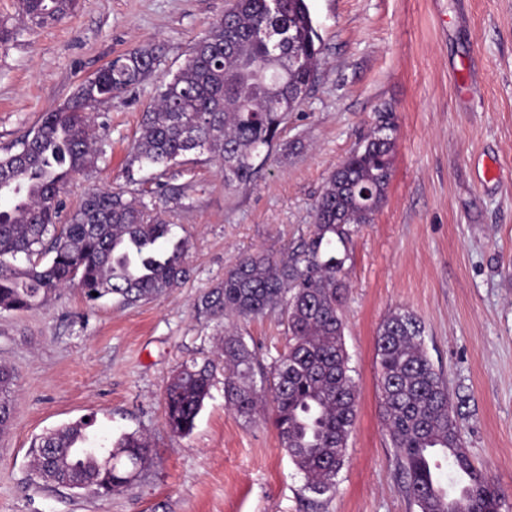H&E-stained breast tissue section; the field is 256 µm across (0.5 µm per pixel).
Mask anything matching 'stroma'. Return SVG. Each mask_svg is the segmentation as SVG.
Listing matches in <instances>:
<instances>
[{
    "mask_svg": "<svg viewBox=\"0 0 512 512\" xmlns=\"http://www.w3.org/2000/svg\"><path fill=\"white\" fill-rule=\"evenodd\" d=\"M227 0H78L64 23L37 28L18 0H0L15 38L0 47V156L118 55L151 43L153 76L94 112L95 167L62 198L124 187L165 210L189 244L191 274L160 298L125 306L61 290L44 307L0 311V363L17 374V407L0 435V512H416L381 419L375 341L399 311L424 326V347L464 396L459 423L475 463L512 512V0H308L322 45L309 95L249 186H228L209 154L167 172L127 167L140 116L157 88L220 19ZM390 113L393 175L373 223L353 235L344 339L358 389L346 463L333 494L313 497L282 448L273 407L249 418L216 375L192 434L164 421L166 387L212 357L225 325L194 303L243 254H291L313 229L331 173ZM188 187L190 208L160 195ZM270 367L287 346L272 313L234 323ZM115 438L149 437L152 461L128 488L98 497L37 479L31 447L83 419Z\"/></svg>",
    "mask_w": 512,
    "mask_h": 512,
    "instance_id": "obj_1",
    "label": "stroma"
}]
</instances>
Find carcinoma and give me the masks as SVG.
<instances>
[{
	"mask_svg": "<svg viewBox=\"0 0 512 512\" xmlns=\"http://www.w3.org/2000/svg\"><path fill=\"white\" fill-rule=\"evenodd\" d=\"M77 0H19L37 26L54 25ZM321 41L307 0H232L224 17L193 46L183 66L163 83L142 113L129 165L171 169L190 154L207 152L224 168V184L247 185L280 146L294 97H307L317 75ZM158 64L157 47L142 45L80 83L36 128L19 150L0 157V310L47 305L75 286L89 301L117 297L127 306L156 299L189 276L188 243L173 241L171 224L121 188L97 189L69 223L56 227L60 193L76 174L94 167L99 153L90 137L96 107L147 81ZM388 119L352 151L328 178L315 207L312 237L277 260L247 254L224 281L197 299L206 321L280 312L288 346L269 370L256 369L244 340L226 334L224 399L249 418L267 396L281 445L304 473L305 488L323 496L335 488L356 415L341 307L351 226L370 224L392 174L395 142ZM382 419L406 492L418 512H500L503 492L464 447L457 406L424 350L423 328L408 311L387 317L376 341ZM217 367L185 364L171 378L165 416L177 437L189 436ZM16 376L0 364V431L12 422ZM90 422L48 431L32 446L31 466L47 484L109 495L133 484L144 469L149 439L123 433L93 446ZM444 461L464 484L444 486Z\"/></svg>",
	"mask_w": 512,
	"mask_h": 512,
	"instance_id": "cac0c4a2",
	"label": "carcinoma"
}]
</instances>
